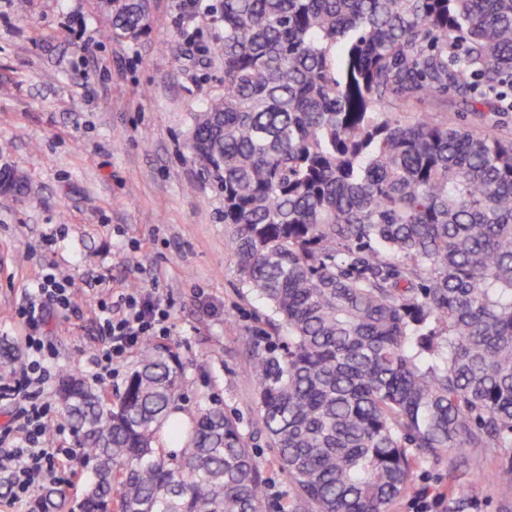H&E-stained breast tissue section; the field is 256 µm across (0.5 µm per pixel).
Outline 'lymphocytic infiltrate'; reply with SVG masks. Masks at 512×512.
<instances>
[{
  "label": "lymphocytic infiltrate",
  "instance_id": "obj_1",
  "mask_svg": "<svg viewBox=\"0 0 512 512\" xmlns=\"http://www.w3.org/2000/svg\"><path fill=\"white\" fill-rule=\"evenodd\" d=\"M74 304L68 280L49 270L15 309V317L24 329L22 342L27 358L19 369L0 377V396H13L19 403L12 422L0 429V474L7 476L6 504L10 512H15L36 486L66 482L73 453L49 445L53 420L44 394L51 370L46 363L43 331L51 313L70 311ZM95 314L103 342L96 348L91 366L99 377L111 375L113 365L145 340L170 331L168 310L147 290L99 299Z\"/></svg>",
  "mask_w": 512,
  "mask_h": 512
}]
</instances>
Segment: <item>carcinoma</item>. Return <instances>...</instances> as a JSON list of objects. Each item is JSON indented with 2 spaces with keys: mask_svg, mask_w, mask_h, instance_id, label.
Here are the masks:
<instances>
[{
  "mask_svg": "<svg viewBox=\"0 0 512 512\" xmlns=\"http://www.w3.org/2000/svg\"><path fill=\"white\" fill-rule=\"evenodd\" d=\"M99 5L113 38L146 35L151 0ZM204 20L211 39L180 32L222 77L191 113V161L288 336L250 361L291 512H384L445 458L448 497L470 502L476 463L512 448V140L392 106L452 91L508 110L512 0H212ZM183 376L150 340L115 396L62 374L94 474L78 512H258L238 423L217 405L172 417ZM64 507L49 487L29 512Z\"/></svg>",
  "mask_w": 512,
  "mask_h": 512,
  "instance_id": "obj_1",
  "label": "carcinoma"
}]
</instances>
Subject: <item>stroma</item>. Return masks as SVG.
<instances>
[{"instance_id":"obj_1","label":"stroma","mask_w":512,"mask_h":512,"mask_svg":"<svg viewBox=\"0 0 512 512\" xmlns=\"http://www.w3.org/2000/svg\"><path fill=\"white\" fill-rule=\"evenodd\" d=\"M0 0V167L23 172L26 204L0 196V342L21 346L14 313L46 267L71 279L74 310L45 329L54 375L88 373L99 344L94 303L155 290L185 367L177 413L218 403L264 463L262 512H291L292 489L260 423L248 339L279 336L242 288L223 201L198 182L190 114L218 86L178 28L177 0H152L150 31L115 40L97 0ZM480 465L481 492L450 512H512V475ZM447 462L420 465L386 512L447 496Z\"/></svg>"}]
</instances>
